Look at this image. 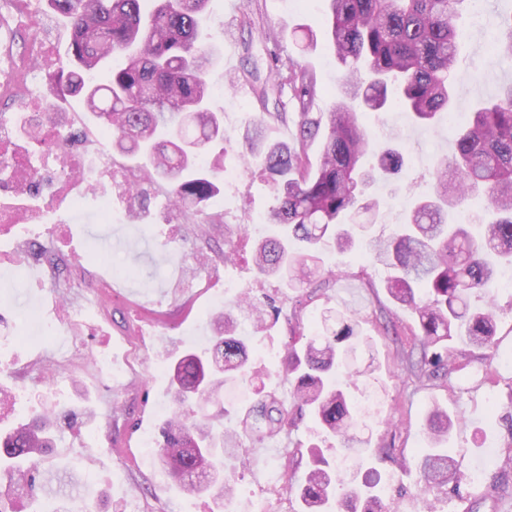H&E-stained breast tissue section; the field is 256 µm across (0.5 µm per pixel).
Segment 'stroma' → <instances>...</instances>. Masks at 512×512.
<instances>
[{
    "mask_svg": "<svg viewBox=\"0 0 512 512\" xmlns=\"http://www.w3.org/2000/svg\"><path fill=\"white\" fill-rule=\"evenodd\" d=\"M237 11L227 10L225 0H211L205 24L211 34L215 81L227 70L238 77L223 94L211 97V107L224 122V166H239L238 157L248 127L266 119L270 141H292L297 115L268 112L252 92L250 74L266 76L275 57L296 52L295 40L305 29H319L323 0L304 7L293 0H241ZM488 13L471 22L466 32L463 59L453 75L455 110L470 112L478 100L493 95L500 83L512 81V61L494 52L497 33L490 12L512 13V0H489ZM323 89L315 102L327 111L340 92L341 68L325 39L303 57ZM368 123L386 125L409 159L401 176L390 185L372 187L368 201L377 203L369 242L346 252L334 246L322 250L323 268L341 272L333 287L310 290L299 320L305 334H313L325 309L356 314L362 336L371 347H358L352 365L368 368L367 378L348 386L349 398L369 397L372 414L358 436L367 440L373 454L372 468L389 491L388 512H512V288L496 286L494 301L504 315L498 319L495 340L499 356L485 359L481 350L458 343L448 349L464 369L451 383L420 382L405 371L402 357L378 323L380 313H390L405 344H413L415 325L410 309L398 306L387 290L389 269L373 262L371 247L389 241L395 224L418 199L432 193L435 167L453 151L447 125L412 124L402 112H371ZM242 169L236 182H221L219 194L204 215H187L176 225L163 222L160 214L168 203V185L156 181L140 221L108 224L101 202L95 197L75 207L71 243L48 247L46 239L32 250L48 249L47 261L55 276L70 278L71 256L93 249L97 267L85 273L87 283L98 278V266L122 270L112 285L99 289L95 305L78 334L86 354H112L111 369L134 365L130 377H109V369L92 372L84 366L65 368L54 380H46L38 357L52 356L58 339L21 342L24 319L17 304L0 301V386L17 394L21 416L36 417L52 409L57 421L55 444L40 460L50 470L58 498L72 504L74 512H214L211 495L191 493L163 470L160 457L149 458L139 446L143 433L159 436L166 420L160 405L178 409L171 388L173 356L212 346L218 334V313L210 289L168 288L159 279L161 267L180 272L194 253L219 261L216 278L233 279L241 292L261 290L283 314L277 324L250 335L249 364L262 374L254 390L293 403V383L284 371L291 292L281 278L258 273L251 259L254 239L243 237L240 227L251 217L266 215L272 191L256 168ZM236 259L224 260L226 250ZM440 405L458 418L448 446L461 471L485 467L482 484L448 485L423 493L414 477L398 472L401 459L422 454L426 442L421 430L425 414ZM322 448L333 460L344 454L337 438H324L310 417L296 420L292 430L276 438L247 439L230 457L235 467V507L252 512V492L265 479L263 461L276 460L288 477V512H299L295 489L309 466L311 447Z\"/></svg>",
    "mask_w": 512,
    "mask_h": 512,
    "instance_id": "obj_1",
    "label": "stroma"
}]
</instances>
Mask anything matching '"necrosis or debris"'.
<instances>
[{
    "label": "necrosis or debris",
    "instance_id": "1",
    "mask_svg": "<svg viewBox=\"0 0 512 512\" xmlns=\"http://www.w3.org/2000/svg\"><path fill=\"white\" fill-rule=\"evenodd\" d=\"M54 65L46 35L32 40L23 55L0 52V93L28 86ZM74 126L67 113L28 90L19 93L16 111L0 113V159L10 164L0 176V237L16 241L12 251L0 253V264L22 274L36 263L29 243L56 223L61 205L74 204V189L100 193L110 221L141 213L148 181L126 171L102 136L75 138Z\"/></svg>",
    "mask_w": 512,
    "mask_h": 512
}]
</instances>
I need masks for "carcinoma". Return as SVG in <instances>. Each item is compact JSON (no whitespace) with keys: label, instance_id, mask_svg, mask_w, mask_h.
Instances as JSON below:
<instances>
[{"label":"carcinoma","instance_id":"obj_1","mask_svg":"<svg viewBox=\"0 0 512 512\" xmlns=\"http://www.w3.org/2000/svg\"><path fill=\"white\" fill-rule=\"evenodd\" d=\"M46 0L69 24V53L75 68L60 69L52 89L61 100L81 95L86 110L112 136V152L130 169L168 182L170 196L187 213L203 211L219 192L223 170L203 163L209 147L224 140V125L209 106L212 55L201 45V20L208 0ZM321 32L342 67V94L326 117L310 112L317 95L313 73L299 56L276 67L270 83L287 85L298 104L299 122L292 143L272 142L260 119L244 136L242 156L262 167L272 186L267 223L280 235L257 242L255 263L264 275L286 281L295 297L314 283L319 248L329 242L353 247L367 225L356 216L373 204L370 187L405 164L395 148L377 144L363 117L391 105L422 124L442 122L454 112L451 73L459 62L460 41L471 18L470 0H326ZM501 55L512 59V15L494 21ZM114 62L106 85L85 75ZM455 152L436 168L434 194L420 201L394 236L375 248L374 259L393 270L388 292L417 315L418 350L406 354L411 374L446 379L460 370L436 351L458 340L498 353L494 340L496 307L470 304L490 294L500 265L512 262V83L478 101L471 117L451 128ZM322 137L317 159L311 145ZM482 195L488 217L478 218L474 236L468 225L448 222L449 213ZM224 334L208 351L177 357L171 385L181 403L196 394L212 395L226 378L252 384L247 344L237 319L227 310L217 318ZM323 332L293 333L288 344V376L294 382L296 409L309 412L321 429L352 439L359 423L354 404L336 384L340 358L356 351V320L326 312ZM292 412L264 395L246 412L237 429H218L185 410L162 427L161 456L169 474L190 478L198 492L217 489L215 498L233 491L224 481V461L213 463L206 451L226 448L244 435L273 437L292 424ZM454 422L448 411L433 408L424 422L430 450L402 471L416 473L420 488L439 490L452 480H468L445 444ZM50 422L18 420L0 431V466L29 468L36 483L35 457L49 447ZM301 512H385L377 485L341 479L324 454H311L299 486Z\"/></svg>","mask_w":512,"mask_h":512}]
</instances>
